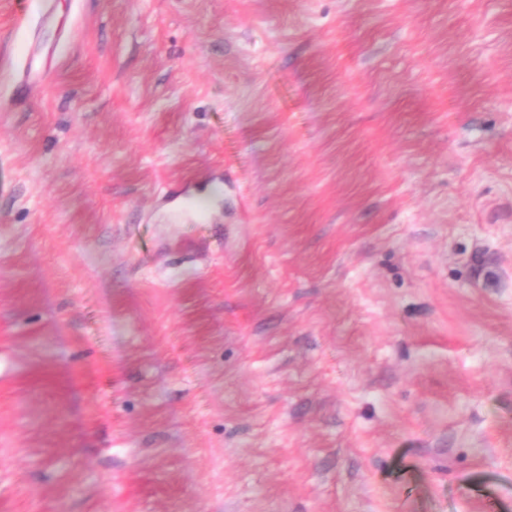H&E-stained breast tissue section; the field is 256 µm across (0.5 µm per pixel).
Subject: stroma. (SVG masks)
<instances>
[{
    "label": "stroma",
    "instance_id": "1",
    "mask_svg": "<svg viewBox=\"0 0 512 512\" xmlns=\"http://www.w3.org/2000/svg\"><path fill=\"white\" fill-rule=\"evenodd\" d=\"M0 512H512V0H0Z\"/></svg>",
    "mask_w": 512,
    "mask_h": 512
}]
</instances>
